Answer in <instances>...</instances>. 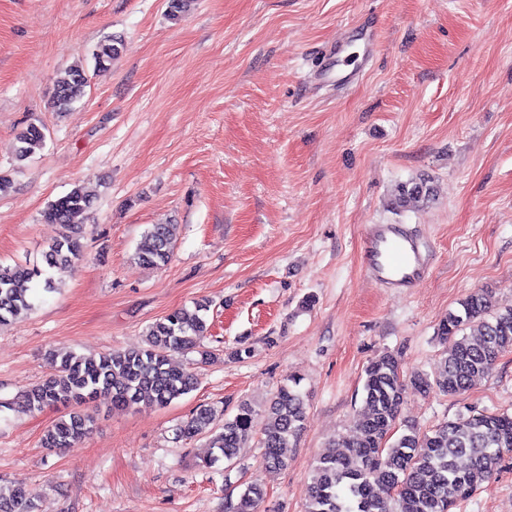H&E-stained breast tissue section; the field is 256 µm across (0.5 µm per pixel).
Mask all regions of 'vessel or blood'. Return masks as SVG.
Listing matches in <instances>:
<instances>
[{"instance_id":"obj_1","label":"vessel or blood","mask_w":512,"mask_h":512,"mask_svg":"<svg viewBox=\"0 0 512 512\" xmlns=\"http://www.w3.org/2000/svg\"><path fill=\"white\" fill-rule=\"evenodd\" d=\"M428 246L406 225L368 224L362 258L369 278L392 294L415 287L428 271Z\"/></svg>"}]
</instances>
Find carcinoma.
<instances>
[{"label":"carcinoma","mask_w":512,"mask_h":512,"mask_svg":"<svg viewBox=\"0 0 512 512\" xmlns=\"http://www.w3.org/2000/svg\"><path fill=\"white\" fill-rule=\"evenodd\" d=\"M119 42L98 46L96 66L105 67L119 55ZM87 86L84 69L71 68L53 88L52 105L58 112L68 110ZM44 127L34 123L18 137L16 160L23 162L43 147ZM434 189L426 178L399 186L392 205L412 209L433 200ZM93 206L92 195L80 187L48 204L43 220L61 224L66 233L46 254L50 267L65 266L79 253L77 217ZM176 225H152L134 254L148 267L166 265L172 256ZM43 271L27 264L0 265V326L9 325L30 312L34 304L28 283ZM210 304L196 303L189 312L177 309L149 325L146 346L95 355L73 352L59 354L56 373L22 394L17 406L39 411L57 404L84 405L100 395L112 400V408L127 409L141 402L166 406L193 391L195 375L173 366L168 353L194 350L209 330L206 312ZM470 329V334L463 331ZM439 342L444 345L440 368L430 376L406 375L398 358L384 353L365 369L364 415L355 420L350 441H332L313 470L307 489L305 512H452L500 472L505 456L512 454V413L478 412L459 416L422 432L413 425L398 431L404 394L411 387L445 395L465 392L502 356L512 349V307L494 308L486 291L470 294L461 310L450 311L439 323ZM292 377L274 395L268 408L269 424L258 440L264 448L262 464L280 469L287 465V449L304 429L306 405ZM213 410L199 407L179 427L181 436L192 439L209 428ZM92 417L71 413L44 433L42 445L67 448L86 437ZM254 437V414L242 402L231 418L224 419L222 431L213 439L216 453L210 460L231 461L240 448ZM264 493L249 486L232 512H257ZM34 494L23 482L0 487V512H34Z\"/></svg>","instance_id":"carcinoma-1"}]
</instances>
